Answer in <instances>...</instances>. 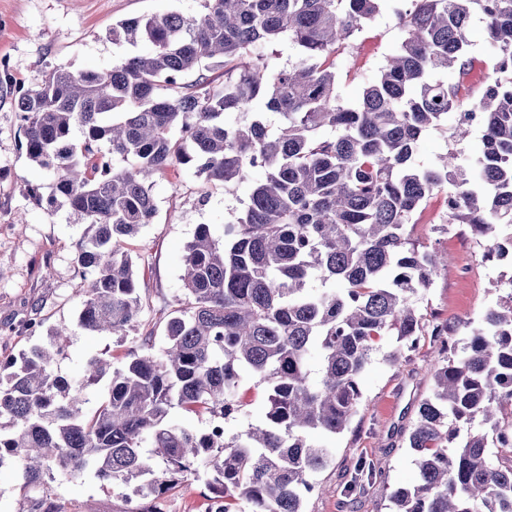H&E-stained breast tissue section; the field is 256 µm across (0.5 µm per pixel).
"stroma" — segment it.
I'll return each mask as SVG.
<instances>
[{"mask_svg": "<svg viewBox=\"0 0 512 512\" xmlns=\"http://www.w3.org/2000/svg\"><path fill=\"white\" fill-rule=\"evenodd\" d=\"M393 0L359 34L344 56L339 87L357 99L400 42ZM201 0H0V61L7 62L16 82L34 86L55 65L74 70L101 69L119 60L124 46L109 33L119 21L151 14L193 15ZM23 132L8 96L0 97V358L16 355L46 341L51 329L71 333L58 364L59 374L79 375L86 359L111 354L121 362L147 332L162 335L163 326L183 299V255L198 225H210L222 237L225 217L242 210L249 186L208 184L188 168L169 169L155 189L158 212L152 224L125 242L140 269L139 288L146 306L139 327L125 336H90L77 326L80 276L75 255L84 225L67 208L49 212L24 195L25 184L48 187L50 177L29 164L22 148ZM447 209L445 194L432 196L413 239L448 254L452 265L430 288L414 297L424 319L446 320L455 340L467 337L482 312L507 295L512 260L487 261V242L469 227L455 224L437 230ZM39 321L35 334L21 332L26 320ZM437 352L429 341L417 350L400 351L394 337H383L364 379V401L349 429L330 439L333 461L317 474L318 494L310 496L304 512H392L390 492L414 483L416 453L407 436L420 404L433 392L430 364ZM239 397L241 412L224 422L226 434L261 424L267 408V387L244 376ZM375 466L377 477L364 491L346 497L345 489L358 459ZM209 477L199 474L171 490L166 512H205ZM47 487L54 503L66 512H126L132 488L105 483L93 476L71 479L57 474Z\"/></svg>", "mask_w": 512, "mask_h": 512, "instance_id": "obj_1", "label": "stroma"}]
</instances>
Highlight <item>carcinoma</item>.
<instances>
[{
  "label": "carcinoma",
  "mask_w": 512,
  "mask_h": 512,
  "mask_svg": "<svg viewBox=\"0 0 512 512\" xmlns=\"http://www.w3.org/2000/svg\"><path fill=\"white\" fill-rule=\"evenodd\" d=\"M383 2L203 0L196 16L113 25L128 53L109 68L58 65L27 87L0 65L26 159L51 175L49 195L28 184L26 196L86 224L78 326L90 336L136 327L143 298L125 239L156 217L160 176L177 166L208 183H253L223 241L200 224L187 244L184 299L160 351L151 332L121 366L93 356L82 379H68L57 373L68 334L56 330L0 359V470L15 468L29 493L21 512H61L46 478L88 472L136 481L138 512H158L154 501L201 470L208 512H304L332 461L325 439L350 427L389 335L408 352L429 336L438 353L433 395L408 436L417 477L390 492L394 512H512V292L458 343L447 321L416 311L412 297L447 259L409 231L442 192L445 223L487 239L486 258L512 249V232L498 237L512 227V0H403L394 15L404 36L352 102L337 61ZM476 13L495 78L473 99ZM283 44L294 56L281 64ZM216 69L224 81L209 78ZM450 113L448 150L420 165L421 136ZM476 123L482 150L471 165L463 141ZM107 375L88 407L86 389ZM246 375L269 387L265 422L228 438ZM174 407L211 428L172 421ZM375 477L357 461L347 495Z\"/></svg>",
  "instance_id": "obj_1"
}]
</instances>
